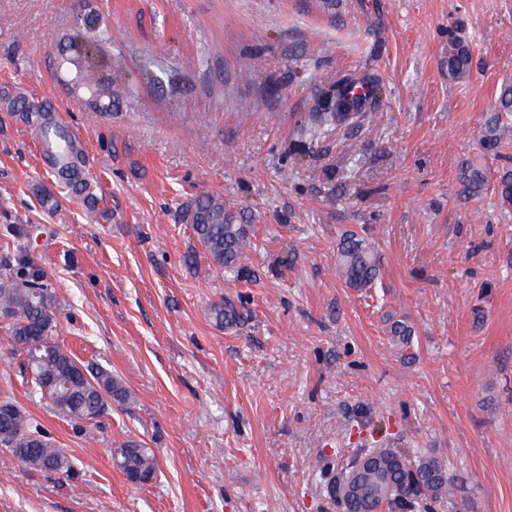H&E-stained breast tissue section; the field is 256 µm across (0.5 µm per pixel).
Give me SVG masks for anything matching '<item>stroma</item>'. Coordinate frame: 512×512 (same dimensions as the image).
Listing matches in <instances>:
<instances>
[{
    "label": "stroma",
    "mask_w": 512,
    "mask_h": 512,
    "mask_svg": "<svg viewBox=\"0 0 512 512\" xmlns=\"http://www.w3.org/2000/svg\"><path fill=\"white\" fill-rule=\"evenodd\" d=\"M90 14L122 60L108 112L56 74ZM452 36L472 51L461 82L444 65ZM347 76L386 97L305 143L298 127ZM510 80L512 0H0V85L53 103L110 215L88 223L64 195L41 207L42 148L0 112V238L30 231L58 342L129 392L76 433L0 328V400L74 464L39 471L0 444V512H340L329 470L387 441L448 459L471 512H512V207L465 193L458 171L465 158L502 169L482 139ZM205 192L251 216L256 282L224 280L185 223ZM349 230L380 256L372 289L337 274ZM224 297L240 319L222 329L209 307ZM389 313L413 326V360ZM128 438L156 454L149 484L113 462Z\"/></svg>",
    "instance_id": "35a3bbf8"
}]
</instances>
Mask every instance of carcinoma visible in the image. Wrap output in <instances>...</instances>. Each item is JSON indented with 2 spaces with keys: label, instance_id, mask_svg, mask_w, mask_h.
<instances>
[{
  "label": "carcinoma",
  "instance_id": "cac0c4a2",
  "mask_svg": "<svg viewBox=\"0 0 512 512\" xmlns=\"http://www.w3.org/2000/svg\"><path fill=\"white\" fill-rule=\"evenodd\" d=\"M112 28L106 23L84 24L68 37V46L59 54L60 74L82 90L93 112L112 108V58L106 46L111 43ZM448 79L469 78L471 50L467 42L448 38L445 55ZM353 80L336 84V105L320 103V111L312 113L310 122L303 125L301 136L318 138L331 134L346 125L355 112H367L377 105L383 88L370 83L367 94L352 93ZM494 124L482 140L483 148L500 155L512 122L502 116H512V82L500 86ZM0 109L14 115L16 121L31 129L42 145L43 154L57 187L76 199L86 210L88 222L97 224L108 220L106 210L99 208L102 197L97 183L89 176L88 158L83 141L63 122L53 104L36 100L19 87H0ZM459 179L471 192L488 186L489 178L479 164L466 160L461 163ZM502 202L512 203V171L502 172L493 185ZM31 192L42 207L53 210L58 200L51 188L38 183ZM186 223L191 225L197 242L206 252L212 267L238 281H250L255 271L242 262L244 251L251 247V218L241 210L224 204V197L202 193L191 201L185 211ZM337 269L347 287L366 290L375 285L381 269L380 256L358 234L343 236L337 247ZM0 313L6 316L9 336L18 351L25 355V364L33 387L48 399L51 410L73 423L82 434H92L99 419L107 412L108 401H126V388L104 368L86 369L89 377L72 378L71 370L77 361L55 339L57 328L56 297L45 282L43 273L33 264L28 249L7 240L0 245ZM210 318L218 327L237 324L239 313L235 304L221 300L212 304ZM389 333L393 342L411 346L414 330L403 319L389 316ZM33 331L47 337L40 350L27 345ZM0 443L9 448L26 465L58 475L69 474L73 464L65 451L56 447L42 434L39 425L32 423L25 411L11 400L0 401ZM112 458L117 468L130 482L154 479L157 460L152 449L143 442L127 439L115 445ZM360 470L353 478L347 473L331 480L328 492L339 500L344 512H377L391 507L395 512H416L420 500L442 501L456 496L466 509L470 498L467 487L450 469L448 460L415 448H371L360 455Z\"/></svg>",
  "mask_w": 512,
  "mask_h": 512
}]
</instances>
